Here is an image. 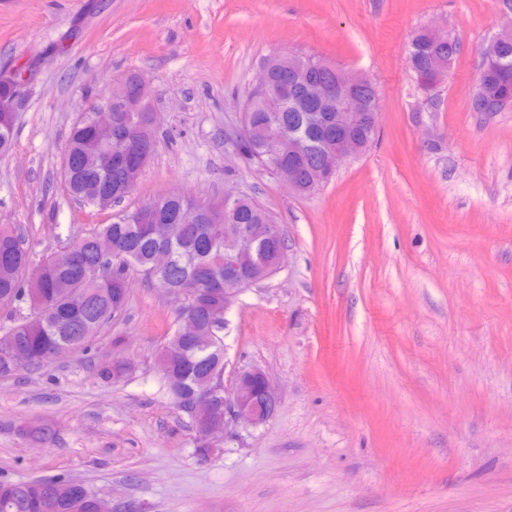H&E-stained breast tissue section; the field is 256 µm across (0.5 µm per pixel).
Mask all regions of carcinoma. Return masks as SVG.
<instances>
[{
  "label": "carcinoma",
  "instance_id": "cac0c4a2",
  "mask_svg": "<svg viewBox=\"0 0 512 512\" xmlns=\"http://www.w3.org/2000/svg\"><path fill=\"white\" fill-rule=\"evenodd\" d=\"M460 52L457 39L440 44L426 32L419 31L412 39L408 65L417 86L426 88L436 82L430 71L434 58L452 62ZM500 63L508 67V78L502 71L484 69L479 72L472 110L485 112L484 100L512 99V40L499 48ZM292 60L300 67L301 81H330L336 72L322 68L321 60L298 53H287L268 59L265 67L269 77L265 94L274 98L284 92L298 98L300 84H290L282 77L283 62ZM245 122L258 129L276 120L280 126L308 138L311 117L302 112L299 103L288 107L282 102L275 111L250 109L245 102ZM15 134L14 115L0 113V153L7 151ZM146 137L140 112L112 113V140L103 142L90 127L81 122L70 134L67 151L77 167L61 172L71 197L98 207L102 188L109 186L110 196L126 197L131 182L139 173L128 169L124 156L132 144ZM240 148L252 159L267 162L260 142L247 130L240 136ZM301 193L308 194L326 184L315 164L305 162L295 167ZM161 224H180V235L170 242L177 259L169 281L178 284L191 278L198 285V295L187 308L178 313V328L164 344L158 363L168 392L181 399V414L196 430L205 418L193 413L195 400L212 395V381L224 376V225L246 224L252 234L248 250L236 247L232 255L242 260V272L259 282L270 277L262 272L258 259L285 246L282 235L268 238L265 230L273 219L255 200L240 197L222 204L224 223L200 224L186 219L189 202L172 200L162 195L149 202ZM161 244L149 228L129 220L101 224L93 233L80 238L37 266L24 246L20 234L10 224L0 225V303L14 307L37 309L40 316L28 315L11 319L0 335V348L7 346L23 362L30 365L52 363L67 351L86 350L92 340L112 324L125 309L127 293L124 283L127 272L136 268L151 282L153 254ZM101 498L80 482L66 477H53L30 482L0 483V512H99Z\"/></svg>",
  "mask_w": 512,
  "mask_h": 512
}]
</instances>
